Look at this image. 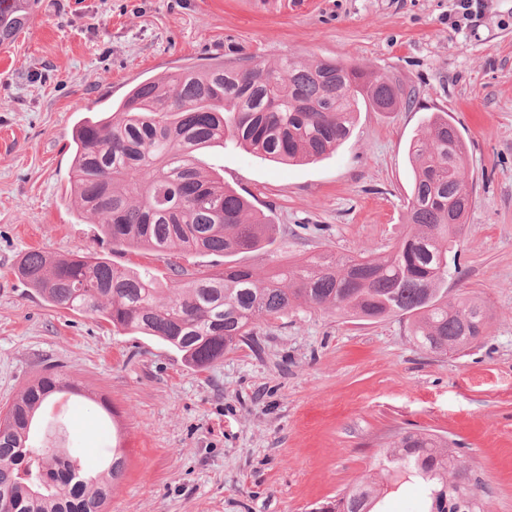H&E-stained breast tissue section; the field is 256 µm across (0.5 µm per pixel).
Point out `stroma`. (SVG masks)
Wrapping results in <instances>:
<instances>
[{
  "label": "stroma",
  "instance_id": "stroma-1",
  "mask_svg": "<svg viewBox=\"0 0 512 512\" xmlns=\"http://www.w3.org/2000/svg\"><path fill=\"white\" fill-rule=\"evenodd\" d=\"M455 0H39L0 46V412L43 370L82 393L45 407L36 441L100 471L126 468L105 512H310L371 473L394 436L425 431L462 449L490 512H512V0L451 27ZM354 62L415 89L416 107L358 113L315 163L276 164L231 146L199 164L251 194L278 227L246 254L258 278L322 252L387 254L407 232L412 139L430 113L460 127L473 204L448 299L488 312L457 355L426 353L405 319L296 308L206 369L163 343L43 302L13 274L39 250H101L75 206L72 132L140 80L217 60ZM127 268L219 273V255L131 249Z\"/></svg>",
  "mask_w": 512,
  "mask_h": 512
}]
</instances>
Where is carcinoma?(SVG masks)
<instances>
[{"mask_svg": "<svg viewBox=\"0 0 512 512\" xmlns=\"http://www.w3.org/2000/svg\"><path fill=\"white\" fill-rule=\"evenodd\" d=\"M27 6L0 0V45L26 27ZM402 101L414 105L416 92L337 60L217 61L167 83L145 79L111 115L83 121L73 138L71 191L79 209L103 218L109 251L65 258L30 251L14 274L51 305L161 340L197 369L241 343L260 345L262 324L302 306L361 320L405 317L420 349L460 352L485 332L487 311L477 300L448 304V280L459 273L453 238L473 195L466 144L438 112L428 117V138L409 145V231L383 257L320 255L265 281L229 261L214 275L173 265L166 290L153 274L110 258L131 248L230 257L271 246L277 228L270 215L224 185L223 175L201 169L196 155L231 143L271 162H316L350 137L362 107L386 111ZM73 389L60 374H43L0 417V512H103L122 459L92 476L31 436L43 408ZM406 482L420 486L424 512H486L467 459L427 432L396 436L376 472L336 495L324 512H383L388 490Z\"/></svg>", "mask_w": 512, "mask_h": 512, "instance_id": "carcinoma-1", "label": "carcinoma"}]
</instances>
